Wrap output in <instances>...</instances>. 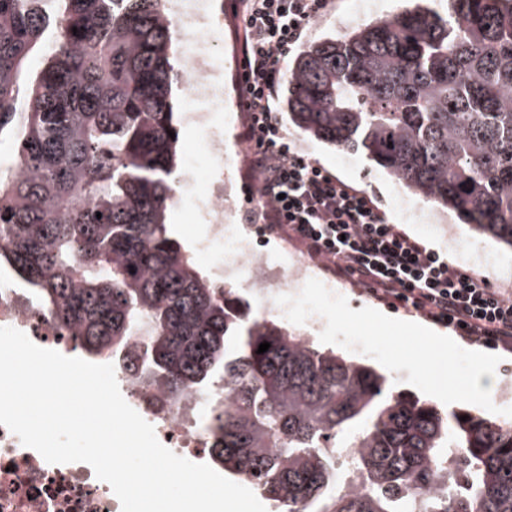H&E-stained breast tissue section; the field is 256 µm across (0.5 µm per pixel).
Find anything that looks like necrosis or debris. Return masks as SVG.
I'll return each instance as SVG.
<instances>
[{
  "instance_id": "1",
  "label": "necrosis or debris",
  "mask_w": 512,
  "mask_h": 512,
  "mask_svg": "<svg viewBox=\"0 0 512 512\" xmlns=\"http://www.w3.org/2000/svg\"><path fill=\"white\" fill-rule=\"evenodd\" d=\"M165 12L186 37L185 123L204 133V148L214 159L224 157V127L216 116L224 109V57L211 38L215 21L206 0H162ZM182 193L193 195L209 234L196 253L209 257L208 274L216 288L235 281L240 288L270 299L269 314L282 317L273 299L295 294L311 278L319 277L323 264L316 258H297L292 263L270 262L247 232L235 227L239 200L224 193V179L213 171L191 173L182 179ZM24 332L35 344L56 351L73 346L69 332L59 328L36 296L11 282L9 270L0 266V327ZM118 382L127 401L155 429L158 440L186 459L203 457L211 443L200 413L214 402L209 391L193 395L195 411L169 403L153 387L132 383L125 374ZM0 512H121L110 485L99 480L92 467L82 462L51 464L35 450L23 446L7 427L0 425Z\"/></svg>"
}]
</instances>
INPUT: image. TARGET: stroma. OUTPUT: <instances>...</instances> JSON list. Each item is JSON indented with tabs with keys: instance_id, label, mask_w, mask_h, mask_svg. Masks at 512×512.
<instances>
[{
	"instance_id": "obj_1",
	"label": "stroma",
	"mask_w": 512,
	"mask_h": 512,
	"mask_svg": "<svg viewBox=\"0 0 512 512\" xmlns=\"http://www.w3.org/2000/svg\"><path fill=\"white\" fill-rule=\"evenodd\" d=\"M400 3L401 0H379L375 10L360 17L356 14L355 0H337L335 8L313 24L309 40L315 43L359 26L362 22L395 12ZM224 95L228 101L223 112L226 151L233 159L231 165L225 166L224 175L239 190L243 187L247 173L242 155L243 146L238 138L241 117L235 105L237 91L233 75L225 77ZM287 132L307 157L372 195L389 213L398 229L427 247L447 255L452 263L460 266L464 263L462 253L449 243L443 232L445 225H453L457 237L464 241L468 251L486 254L495 259L497 272L493 278L494 285L501 288L512 285L511 248L475 232L469 225L458 223L452 213L438 207L431 208L429 223H414L405 218L404 213L408 207L417 204V197L392 181L382 169L372 165L361 155L318 142L296 127H288Z\"/></svg>"
}]
</instances>
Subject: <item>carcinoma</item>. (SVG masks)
Instances as JSON below:
<instances>
[{"mask_svg":"<svg viewBox=\"0 0 512 512\" xmlns=\"http://www.w3.org/2000/svg\"><path fill=\"white\" fill-rule=\"evenodd\" d=\"M447 2L302 49L282 111L512 248V0ZM173 50L161 0H0V262L133 383L189 406L224 387L210 458L279 512H512V429L249 318L170 237Z\"/></svg>","mask_w":512,"mask_h":512,"instance_id":"obj_1","label":"carcinoma"}]
</instances>
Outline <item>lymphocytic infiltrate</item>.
Instances as JSON below:
<instances>
[{"label": "lymphocytic infiltrate", "instance_id": "1", "mask_svg": "<svg viewBox=\"0 0 512 512\" xmlns=\"http://www.w3.org/2000/svg\"><path fill=\"white\" fill-rule=\"evenodd\" d=\"M333 0H228L236 21L239 139L258 175L247 215L267 233L299 243L338 277L394 307L491 347L512 348V292L451 264L400 231L365 190L304 155L279 113L288 56Z\"/></svg>", "mask_w": 512, "mask_h": 512}]
</instances>
